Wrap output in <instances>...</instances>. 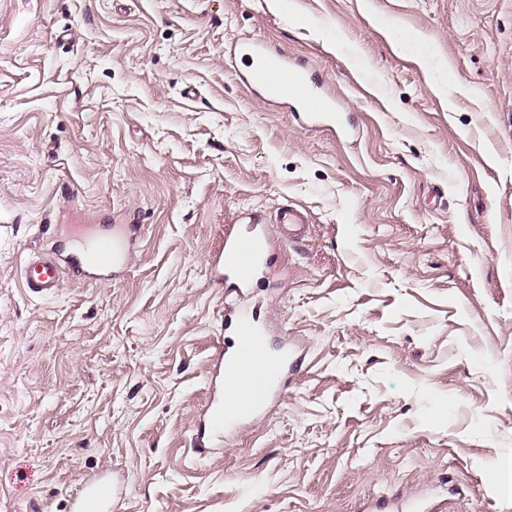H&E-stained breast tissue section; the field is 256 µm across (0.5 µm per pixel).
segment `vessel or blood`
I'll return each instance as SVG.
<instances>
[{"label": "vessel or blood", "mask_w": 512, "mask_h": 512, "mask_svg": "<svg viewBox=\"0 0 512 512\" xmlns=\"http://www.w3.org/2000/svg\"><path fill=\"white\" fill-rule=\"evenodd\" d=\"M239 50L250 63L242 80L251 90L290 106L306 125L325 128L342 139L351 136L353 126L347 116L306 66L260 41L245 40ZM277 221L296 236L308 215L291 204L281 209ZM136 232L133 224H116L111 231L98 233L86 224L70 225L59 259L28 257L21 267L22 281L31 292L49 296L58 290L64 266L82 278L116 277L126 269ZM271 248L265 221L257 214L243 213L238 224L225 231L224 244L211 262L215 285L245 294L267 267ZM224 328L232 341L218 347L212 359L207 402L194 430V446L201 455L271 404L281 402L305 359L291 344L272 346L263 321L249 309L225 306ZM121 493V486L113 481L92 479L73 498L71 512H110L112 501Z\"/></svg>", "instance_id": "1"}]
</instances>
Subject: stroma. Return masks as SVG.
Wrapping results in <instances>:
<instances>
[{"mask_svg": "<svg viewBox=\"0 0 512 512\" xmlns=\"http://www.w3.org/2000/svg\"><path fill=\"white\" fill-rule=\"evenodd\" d=\"M246 38L354 138L246 89ZM251 302L306 355L199 457L225 225L286 204ZM140 236L120 278L24 287L45 219ZM512 512V0H0V512ZM277 224L288 225V235L298 236L308 224V215L302 207L288 204L278 213ZM123 487L113 480L94 478L84 484L72 499L71 512H109L111 501L122 494Z\"/></svg>", "mask_w": 512, "mask_h": 512, "instance_id": "1", "label": "stroma"}]
</instances>
